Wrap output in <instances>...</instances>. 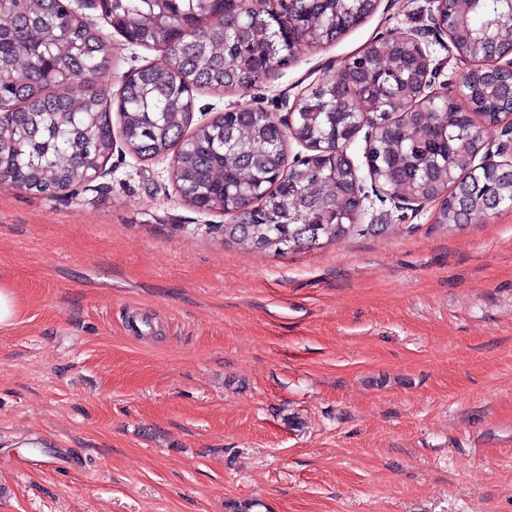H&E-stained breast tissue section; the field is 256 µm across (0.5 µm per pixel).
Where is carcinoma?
<instances>
[{
    "label": "carcinoma",
    "instance_id": "1",
    "mask_svg": "<svg viewBox=\"0 0 512 512\" xmlns=\"http://www.w3.org/2000/svg\"><path fill=\"white\" fill-rule=\"evenodd\" d=\"M99 0L125 40L168 53L164 67L130 74L117 98L77 94V81L109 61L102 31L59 0H0V173L54 196L85 184L120 136L144 161L172 155L178 190L202 210L231 213L224 242L286 254L348 236L357 170L346 147L371 124L370 177L396 197L439 200L436 224H465L512 204V171H472L482 146L476 118L491 123L512 103V75L482 61L512 45V0H451L448 32L474 61L468 109L451 95L420 105L426 64L399 34L375 38L361 57L316 84L291 122L241 106L192 127L193 92L243 93L285 67L294 52L330 44L362 23L373 0ZM307 153L288 160L287 139Z\"/></svg>",
    "mask_w": 512,
    "mask_h": 512
}]
</instances>
